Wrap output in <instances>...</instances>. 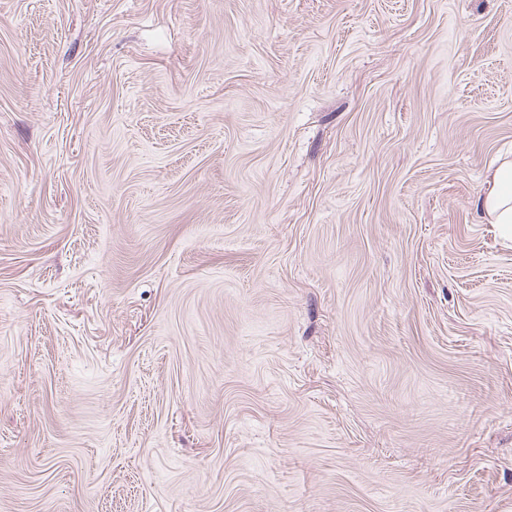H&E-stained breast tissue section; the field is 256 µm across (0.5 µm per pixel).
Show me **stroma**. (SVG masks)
I'll return each mask as SVG.
<instances>
[{
	"instance_id": "35a3bbf8",
	"label": "stroma",
	"mask_w": 512,
	"mask_h": 512,
	"mask_svg": "<svg viewBox=\"0 0 512 512\" xmlns=\"http://www.w3.org/2000/svg\"><path fill=\"white\" fill-rule=\"evenodd\" d=\"M512 0H0V512H512ZM478 205L493 224H503L508 238H512V158H499L485 175Z\"/></svg>"
}]
</instances>
